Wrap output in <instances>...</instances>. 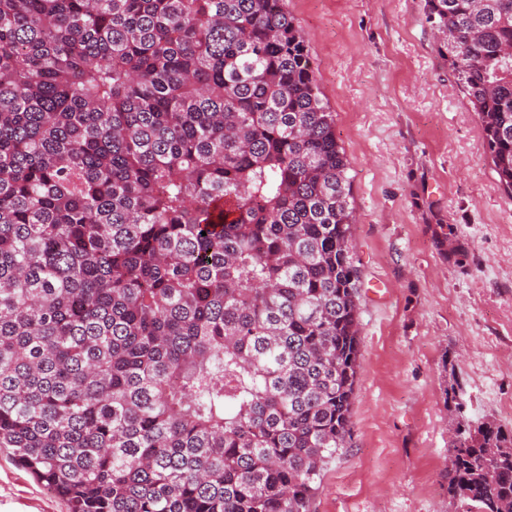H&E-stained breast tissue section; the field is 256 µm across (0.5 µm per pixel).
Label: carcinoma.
Returning a JSON list of instances; mask_svg holds the SVG:
<instances>
[{
    "label": "carcinoma",
    "mask_w": 512,
    "mask_h": 512,
    "mask_svg": "<svg viewBox=\"0 0 512 512\" xmlns=\"http://www.w3.org/2000/svg\"><path fill=\"white\" fill-rule=\"evenodd\" d=\"M512 196V0H424ZM282 0H0V448L71 512H312L350 447V165ZM448 494L512 512V430Z\"/></svg>",
    "instance_id": "1"
}]
</instances>
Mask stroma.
I'll return each mask as SVG.
<instances>
[{
	"label": "stroma",
	"mask_w": 512,
	"mask_h": 512,
	"mask_svg": "<svg viewBox=\"0 0 512 512\" xmlns=\"http://www.w3.org/2000/svg\"><path fill=\"white\" fill-rule=\"evenodd\" d=\"M350 162L361 356L349 448L315 512H457V379L471 424L512 430V198L437 55L424 0H284ZM453 370H445L444 361ZM0 512H69L0 448Z\"/></svg>",
	"instance_id": "35a3bbf8"
}]
</instances>
